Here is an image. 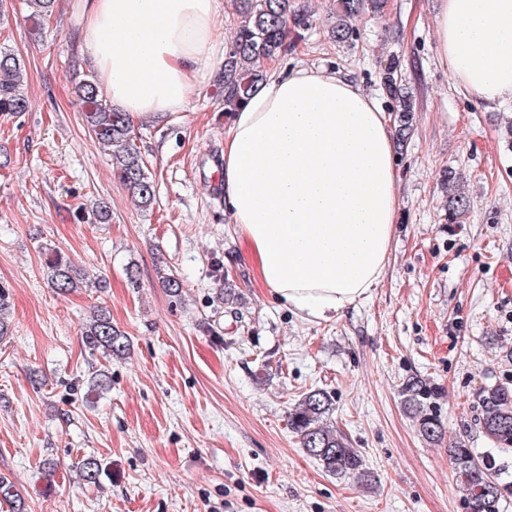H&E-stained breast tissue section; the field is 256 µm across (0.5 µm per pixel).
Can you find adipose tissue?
<instances>
[{
    "label": "adipose tissue",
    "mask_w": 512,
    "mask_h": 512,
    "mask_svg": "<svg viewBox=\"0 0 512 512\" xmlns=\"http://www.w3.org/2000/svg\"><path fill=\"white\" fill-rule=\"evenodd\" d=\"M218 0H83L82 52L134 119L185 111L224 60ZM441 60L481 101L512 97V0H440ZM232 231L273 297L312 321L360 302L387 266L399 205L389 120L339 72H272L221 150Z\"/></svg>",
    "instance_id": "1"
}]
</instances>
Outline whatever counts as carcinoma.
<instances>
[{"mask_svg":"<svg viewBox=\"0 0 512 512\" xmlns=\"http://www.w3.org/2000/svg\"><path fill=\"white\" fill-rule=\"evenodd\" d=\"M384 0H337L336 22L332 37L346 42L352 35V21L363 15L377 16ZM236 15L233 49L224 63V76L219 88L224 97V112L232 114L244 105L264 81L261 63L285 55L302 40L308 29L309 16L297 7L296 0H232ZM397 65L385 69L384 86L398 99L397 138L405 143L413 129V106L397 86ZM77 97L84 108L86 125L99 143L109 148L112 168L123 184L131 190L137 205L150 206L156 196L155 183L137 151L131 136L130 116L112 107L95 77L85 76L77 85ZM29 101L23 88L20 60L11 52L0 51V113L19 115L28 111ZM448 223L458 224L471 203L458 188L456 174L448 172ZM48 278L53 287L66 292L88 283L87 273L56 254L47 262ZM93 352L110 360L128 350L126 334L112 325V319L101 312L93 316L82 332ZM404 405L415 422L423 440L437 443L444 439L445 429L425 401L430 398L427 384L411 377L401 389ZM480 422L497 450L512 455V386L496 385L483 390L480 396ZM335 409L334 396L322 389H313L291 410L288 425L300 438L302 448L318 461L323 470L338 478L370 480L360 451L350 447L345 434L328 423ZM450 453L457 481L466 490V512H504L512 501V466L502 461L488 463L472 448L460 442L450 444ZM82 479L94 483L99 477V463L87 457L78 463ZM8 503L12 512H25L12 481L0 476V503Z\"/></svg>","mask_w":512,"mask_h":512,"instance_id":"carcinoma-1","label":"carcinoma"}]
</instances>
